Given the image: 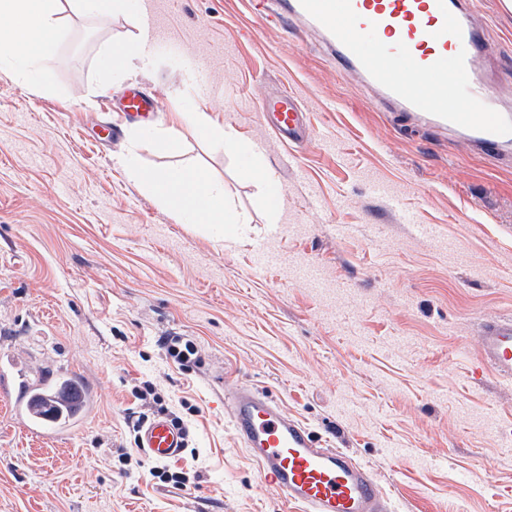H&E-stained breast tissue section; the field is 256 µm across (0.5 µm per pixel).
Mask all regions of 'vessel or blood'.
<instances>
[{"label":"vessel or blood","instance_id":"obj_1","mask_svg":"<svg viewBox=\"0 0 512 512\" xmlns=\"http://www.w3.org/2000/svg\"><path fill=\"white\" fill-rule=\"evenodd\" d=\"M268 25L298 21L324 34L337 62L357 72L383 104L410 121L460 132L489 154L512 143V115L492 109L494 98L475 63L477 32L469 22L476 0H249ZM125 111L158 110L156 96L138 90L122 97ZM281 138L305 129L300 106L285 94L260 103ZM483 362L512 382V316L486 320L480 330ZM236 434L259 475L291 512H393L374 470L346 449L323 445L272 398L242 386L224 391ZM76 380L43 391L23 390L16 410L45 431L64 428L88 406ZM139 448L152 460L179 457L185 434L170 418L153 416L137 428Z\"/></svg>","mask_w":512,"mask_h":512}]
</instances>
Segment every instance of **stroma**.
<instances>
[{
	"mask_svg": "<svg viewBox=\"0 0 512 512\" xmlns=\"http://www.w3.org/2000/svg\"><path fill=\"white\" fill-rule=\"evenodd\" d=\"M144 2L157 44L134 76L103 54L137 35L124 15L63 12L35 79L0 64V356L31 380L69 374L95 400L42 435L0 388V512H285L234 433L219 374L371 466L396 512H512V386L472 380L482 321L512 315V148L496 161L407 125L319 34L261 26L247 0ZM479 8L478 66L497 110H512L499 95L512 86V5ZM133 86L155 91L160 112L99 142L100 113ZM286 91L305 114L292 144L258 109ZM190 100L258 152L276 196L218 142L186 130L177 148L159 144ZM135 133L143 167L223 179L236 237L178 222L127 178ZM173 336L196 345L195 364L166 355ZM157 413L187 426L165 464L184 485L136 445Z\"/></svg>",
	"mask_w": 512,
	"mask_h": 512,
	"instance_id": "stroma-1",
	"label": "stroma"
}]
</instances>
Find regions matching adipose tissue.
I'll return each instance as SVG.
<instances>
[{"label": "adipose tissue", "mask_w": 512, "mask_h": 512, "mask_svg": "<svg viewBox=\"0 0 512 512\" xmlns=\"http://www.w3.org/2000/svg\"><path fill=\"white\" fill-rule=\"evenodd\" d=\"M66 7L104 22L116 13L139 14L141 0H0V16L9 21L7 28L0 29V62L35 71L59 35L58 15ZM184 128L223 142L229 149L240 147L232 128L212 125L206 112L194 103L176 112L173 126L160 133L159 139L166 147H173ZM138 149V137H131L123 167L132 181L177 213L182 223L226 224L222 181L200 168L145 169L139 162Z\"/></svg>", "instance_id": "adipose-tissue-1"}]
</instances>
